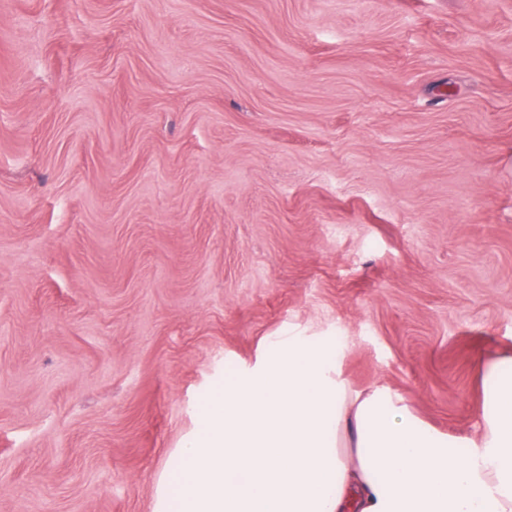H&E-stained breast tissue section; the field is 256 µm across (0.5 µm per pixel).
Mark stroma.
Instances as JSON below:
<instances>
[{"instance_id":"35a3bbf8","label":"stroma","mask_w":512,"mask_h":512,"mask_svg":"<svg viewBox=\"0 0 512 512\" xmlns=\"http://www.w3.org/2000/svg\"><path fill=\"white\" fill-rule=\"evenodd\" d=\"M290 336L473 434L512 0H0V512H156Z\"/></svg>"}]
</instances>
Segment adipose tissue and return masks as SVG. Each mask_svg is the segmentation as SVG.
<instances>
[{
    "label": "adipose tissue",
    "mask_w": 512,
    "mask_h": 512,
    "mask_svg": "<svg viewBox=\"0 0 512 512\" xmlns=\"http://www.w3.org/2000/svg\"><path fill=\"white\" fill-rule=\"evenodd\" d=\"M337 365L289 340L226 382L182 448L178 512H512V362L490 366L465 454Z\"/></svg>",
    "instance_id": "adipose-tissue-1"
}]
</instances>
